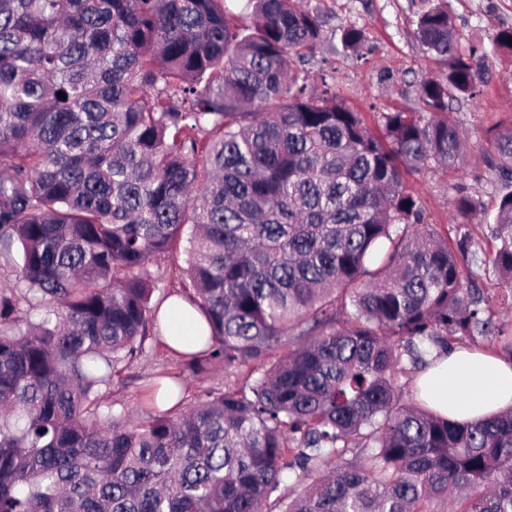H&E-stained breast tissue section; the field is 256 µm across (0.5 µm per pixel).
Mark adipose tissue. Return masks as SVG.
<instances>
[{"label": "adipose tissue", "mask_w": 512, "mask_h": 512, "mask_svg": "<svg viewBox=\"0 0 512 512\" xmlns=\"http://www.w3.org/2000/svg\"><path fill=\"white\" fill-rule=\"evenodd\" d=\"M163 341L176 351L206 327L183 300L170 298L159 313ZM420 395L435 411L472 422L512 410V361L478 350L462 349L435 362L419 381Z\"/></svg>", "instance_id": "obj_1"}]
</instances>
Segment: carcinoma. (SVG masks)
Here are the masks:
<instances>
[{
	"instance_id": "carcinoma-1",
	"label": "carcinoma",
	"mask_w": 512,
	"mask_h": 512,
	"mask_svg": "<svg viewBox=\"0 0 512 512\" xmlns=\"http://www.w3.org/2000/svg\"><path fill=\"white\" fill-rule=\"evenodd\" d=\"M254 14L0 0V512H512V411L461 423L398 379L466 338L512 347L472 268L512 308V190L493 212L454 200L457 223L492 229L478 259L406 185L462 163L448 100L482 94L485 51L425 7L417 36L444 70L423 111L383 112L374 133L298 67L317 16L298 0ZM484 149L511 184L512 128ZM181 253L209 335L180 357L233 379L186 405L174 377L169 408L106 414L161 332L152 257Z\"/></svg>"
}]
</instances>
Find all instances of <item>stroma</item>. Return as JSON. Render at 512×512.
<instances>
[{"label": "stroma", "instance_id": "1", "mask_svg": "<svg viewBox=\"0 0 512 512\" xmlns=\"http://www.w3.org/2000/svg\"><path fill=\"white\" fill-rule=\"evenodd\" d=\"M462 45H484L489 78L478 102L454 101L451 118L467 135L471 146L460 168L431 167L407 175V185L420 198L425 221L453 226V202L464 192L494 207L502 188L488 178L481 149L487 130L512 126V53L496 49L498 28L512 26V0H444ZM303 9L323 23V41L305 68L311 81L327 77L371 129H378L381 113L415 112L423 103L420 83L435 76L439 65L426 54L416 37L421 0H300ZM353 27L363 34L359 53L344 50L340 35ZM183 363L163 340L149 341L144 355L133 361L127 379L114 383L110 400L114 410L134 409L144 392L163 376L178 375Z\"/></svg>", "mask_w": 512, "mask_h": 512}]
</instances>
